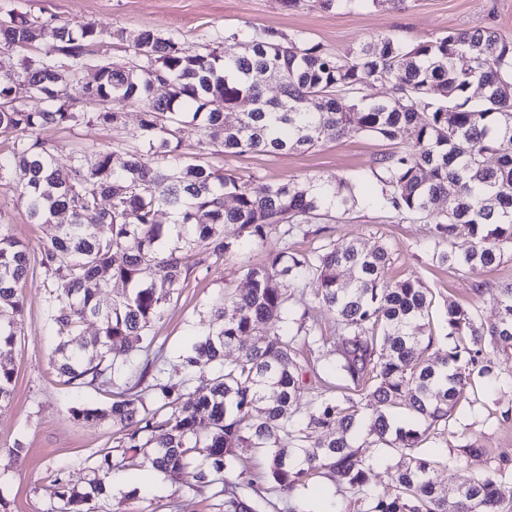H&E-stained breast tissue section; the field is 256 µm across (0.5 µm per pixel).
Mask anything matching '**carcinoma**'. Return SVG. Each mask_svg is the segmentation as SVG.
Returning a JSON list of instances; mask_svg holds the SVG:
<instances>
[{"label":"carcinoma","mask_w":512,"mask_h":512,"mask_svg":"<svg viewBox=\"0 0 512 512\" xmlns=\"http://www.w3.org/2000/svg\"><path fill=\"white\" fill-rule=\"evenodd\" d=\"M357 1L383 6L402 0H314L329 9ZM114 38L127 43L125 63L94 57L101 31L90 23L54 25L23 15H0V137L12 143L0 157V181L17 178L29 197V219L54 233L32 249L0 222V357L20 332V291L37 269L51 281L48 321L59 338L53 368L60 382L79 388L112 385L116 362L134 368L138 352L152 344L151 324L182 287L193 252L215 256L282 238L310 235L319 212L353 199L344 178L257 183L223 172L179 152L183 128L199 133L196 148L225 154L281 153L310 149L356 129L389 140L411 136L409 149L378 161L379 203L403 220L430 225V260L464 267L498 265L512 253V39L488 27L450 30L409 46L394 37L360 44L344 56L322 51L299 35L275 28L251 34L224 33V47H187L152 28ZM43 46L36 57L9 52ZM98 68L97 84L82 90L93 110L75 106L70 90L80 86L82 67ZM275 77L280 97L264 95ZM387 83L391 96L372 100L367 91ZM165 93L155 94V87ZM37 100L41 109L29 108ZM142 111L139 135L146 151L128 154L111 139L73 149L68 165L55 163V146L40 135L47 127L74 130L96 123L119 127L121 107ZM236 114L229 125L225 114ZM496 156L495 165L487 164ZM112 207L97 210L98 200ZM231 198L233 205L225 204ZM445 201L444 210L436 203ZM173 223L156 221L161 209ZM234 225L237 237H224ZM471 238L460 254L456 239ZM386 246L369 251L329 241L308 254L283 245L261 265L241 264L248 288H227L215 301L216 329L182 356L192 372L212 365L205 393L191 407L179 406L175 385L160 386L163 419L140 416L138 399L124 393L107 409L75 408L96 423L106 418L127 430L122 443L134 453L154 452L148 463L160 473L190 472L196 486L235 468L238 449L266 454L279 489H297L310 473L347 486L353 505L337 512H504L512 501V474L483 470L454 490L441 487L435 470L443 457L414 453L429 430H448L458 397L472 373L512 385L485 356L487 343L512 349V284L496 299L497 315L484 324L476 312L448 303L445 338L453 345L432 360L440 336L430 326L432 298L417 277L390 281ZM154 278L145 282L146 270ZM313 281L319 302L336 314V348L320 346V358L339 387H370L379 404L367 416L351 396L308 394L296 345L318 342L308 314L287 310L290 290ZM120 283L124 292L103 305L98 290ZM100 322L97 336L80 340L83 321ZM253 343L231 363L224 350L241 337ZM13 372L0 363V402L10 399ZM406 414L396 417L393 409ZM209 427L201 437L199 429ZM365 429L372 442L393 450L383 489L367 483L354 437ZM325 439L308 443V430ZM149 433L140 443V433ZM261 492L231 494L225 512H260Z\"/></svg>","instance_id":"carcinoma-1"}]
</instances>
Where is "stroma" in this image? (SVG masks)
Listing matches in <instances>:
<instances>
[{
  "label": "stroma",
  "mask_w": 512,
  "mask_h": 512,
  "mask_svg": "<svg viewBox=\"0 0 512 512\" xmlns=\"http://www.w3.org/2000/svg\"><path fill=\"white\" fill-rule=\"evenodd\" d=\"M11 10L60 23L91 21L107 33L149 27L194 48L221 45L228 29L250 33L268 27L288 35L303 33L323 50L339 55L382 36L413 45L451 29L491 27L512 38V0H402L397 6L332 10L307 4L290 10L281 0H0V13ZM110 134L109 128L99 125L41 132L63 164L73 147L93 148ZM408 147L405 137L387 140L353 130L304 152L220 153L208 161L226 173L255 176L264 183L347 179L355 186V203L346 214L326 222L327 238L367 250L387 245L392 254L387 279L415 276L430 288L432 326H439L451 302L476 307L480 320L494 321L495 299L501 288L512 283V256L494 266L462 270L432 263L427 255L428 224L398 220L378 203L380 185L374 171L379 159ZM27 210L28 200L17 180L0 181V220L12 224L15 235L36 249L47 240L50 229L31 223ZM279 246L273 237L246 249L241 257L197 253L172 303L153 323V342L149 350L139 353L138 365L153 359L166 371L178 369L181 356L211 323L212 303L225 286L246 288L241 261L265 263ZM315 292L311 283L295 290L289 307L309 311L319 334L334 343L336 317L318 302ZM22 296L21 333L4 359L15 380L11 399L0 403V512H66L54 484L58 476L69 487L87 493L94 481L104 479L106 494L90 493L83 512H224V489L230 485L243 495L250 487L261 488L263 512H288L297 497L306 500L313 512H334L336 506L352 501L351 490L323 474L309 477L295 496H288L272 481L264 455L252 450L242 451L237 468L216 475L205 488L196 487L190 474H163L130 462L120 444V426L108 419L87 424L72 414L76 407H107L110 393L100 385L64 386L50 366L59 339L47 321L49 288L44 273L28 279ZM452 419L444 460L436 471L442 486L456 488L481 467L512 471V386L465 389ZM471 437L484 450L477 462L468 460L462 450ZM17 445L22 446V455L12 454Z\"/></svg>",
  "instance_id": "35a3bbf8"
}]
</instances>
